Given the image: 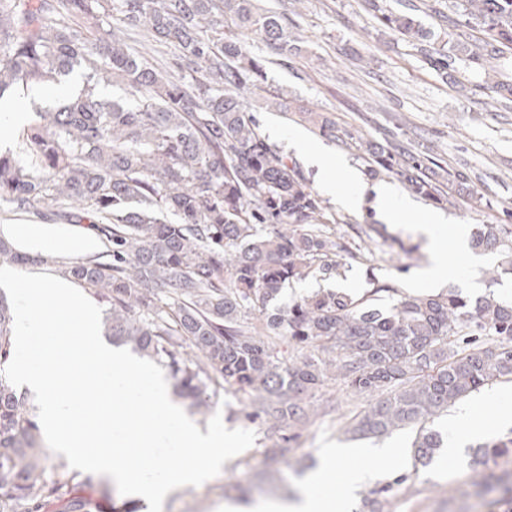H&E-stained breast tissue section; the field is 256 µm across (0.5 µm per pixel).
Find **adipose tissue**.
Instances as JSON below:
<instances>
[{
  "label": "adipose tissue",
  "instance_id": "adipose-tissue-1",
  "mask_svg": "<svg viewBox=\"0 0 512 512\" xmlns=\"http://www.w3.org/2000/svg\"><path fill=\"white\" fill-rule=\"evenodd\" d=\"M304 155L308 165L316 168L324 191L339 198L347 208H360L365 199H372L381 220L389 224L399 220L418 223L421 224L423 233L429 236L433 235L438 225L447 221L445 214L441 212L419 213L416 203L401 195L391 184H365L360 173L345 160H336L334 168L330 169L327 168L320 149L305 148ZM0 238L32 256L93 255L102 250L100 237L75 224L4 223L0 224ZM374 455L391 459L395 457L396 451L392 448H342L327 453L321 466L307 479L309 492L298 500L283 504V512H331L332 500L318 494L317 489L327 485L341 463L352 457L360 460L361 465L347 472V490L336 498L342 512H351L356 491L375 478L374 472L363 465L364 460Z\"/></svg>",
  "mask_w": 512,
  "mask_h": 512
}]
</instances>
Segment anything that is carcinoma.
I'll list each match as a JSON object with an SVG mask.
<instances>
[{
    "label": "carcinoma",
    "mask_w": 512,
    "mask_h": 512,
    "mask_svg": "<svg viewBox=\"0 0 512 512\" xmlns=\"http://www.w3.org/2000/svg\"><path fill=\"white\" fill-rule=\"evenodd\" d=\"M387 31L410 43L440 74L458 67L490 74L512 53V0H448V40L435 42L415 12L366 0ZM481 37L468 42L463 29ZM150 35L163 63L134 51ZM262 39L283 60L306 48L285 17L256 0H0V101L22 88L59 84L79 72L82 86L53 108H35L23 127L28 163L0 153L3 212L91 224L106 260L77 258L63 276L111 304L112 341L168 368L176 394L195 414L230 387L246 396L244 418L269 424L266 457H285L295 428L315 412L328 379L375 402L346 426L365 438L419 426L412 453L428 463L442 447L427 426L458 401L512 379V302L490 291L475 299L450 288L402 294L383 308L381 285L363 295L318 289L281 301L292 281L341 275L343 249L328 212L297 164L270 144L255 113L295 117L315 133L355 141L371 174L395 175L436 202L470 194L466 170L441 166L399 143L355 139L327 114L263 87L264 66L239 35ZM122 86L120 104L104 91ZM490 105L512 104V81L493 80ZM172 211L179 222L165 221ZM476 250L512 258V229L485 224ZM43 262L0 240V264ZM14 316L0 295V364L11 356ZM288 339L314 353L285 360ZM512 452V438L477 445L472 483L492 492L502 478L489 463ZM60 493L41 442L37 407L0 378V512H141L118 506L110 491L74 473ZM387 490L364 497L363 512H385Z\"/></svg>",
    "instance_id": "carcinoma-1"
}]
</instances>
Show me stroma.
<instances>
[{
  "label": "stroma",
  "mask_w": 512,
  "mask_h": 512,
  "mask_svg": "<svg viewBox=\"0 0 512 512\" xmlns=\"http://www.w3.org/2000/svg\"><path fill=\"white\" fill-rule=\"evenodd\" d=\"M267 7L287 11L296 35L307 51L303 57L282 63L260 40L249 39L252 56L263 61L267 81L306 107L330 113L338 126L357 128L366 138L402 140L416 152L427 151L443 166H467L473 186L489 199L491 208L475 209L462 197L438 204L417 198L425 211L438 210L452 224L473 232L482 224H501L512 212V108L488 107L484 74L459 69L455 79L443 78L409 43L381 32L365 11L364 0H264ZM261 131L294 162L302 160V145L322 150L327 162L341 158L359 171L367 164L359 152L329 136L279 115L259 113ZM329 212L339 217L337 236L360 239L364 256L342 255L344 274L326 280L329 288H350L361 295L370 278L395 286L383 293L390 304L396 292L414 293L413 281L429 262L431 242L415 224L379 222L371 205L349 210L336 198L325 197ZM222 418L228 428L251 427L254 445L225 462L222 472L198 487L175 489L163 512H222L225 503L252 505L280 503L303 489L295 474L297 465H318L329 448H344L346 421L364 410L368 397L357 396L343 384L319 387L315 398L324 414L297 427L284 461L267 460L266 430L247 424L245 400L226 390ZM412 429L394 432L368 447L392 446L397 460L374 459L369 466L378 474L376 487H389L388 512H487L484 497L471 493V450L448 452L440 448L431 464L414 469L409 448Z\"/></svg>",
  "instance_id": "stroma-1"
}]
</instances>
